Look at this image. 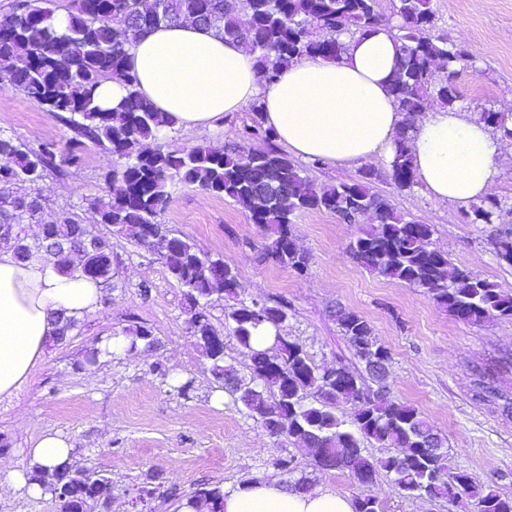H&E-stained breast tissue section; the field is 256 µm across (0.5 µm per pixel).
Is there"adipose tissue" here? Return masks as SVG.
<instances>
[{"instance_id":"ef3b65f1","label":"adipose tissue","mask_w":512,"mask_h":512,"mask_svg":"<svg viewBox=\"0 0 512 512\" xmlns=\"http://www.w3.org/2000/svg\"><path fill=\"white\" fill-rule=\"evenodd\" d=\"M336 59L309 56L262 82L244 43L194 21L162 25L130 45L126 64L139 90L166 123L199 137L230 113L261 102L274 140L300 159L337 164L391 162L403 116L390 95L400 66V43L383 25L346 39ZM416 176L430 196L461 206L489 196L495 162L507 140L477 117L429 107L412 122ZM102 288L79 272L0 250V401L16 397L56 343L63 319L83 320L101 307ZM74 447L57 432L26 449L24 464L0 461V493L40 496L31 465L71 462ZM224 512H355L354 501L327 488L285 489L257 477L225 491Z\"/></svg>"}]
</instances>
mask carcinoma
Segmentation results:
<instances>
[{
	"instance_id": "1",
	"label": "carcinoma",
	"mask_w": 512,
	"mask_h": 512,
	"mask_svg": "<svg viewBox=\"0 0 512 512\" xmlns=\"http://www.w3.org/2000/svg\"><path fill=\"white\" fill-rule=\"evenodd\" d=\"M242 9L249 16L244 27L238 21ZM394 14L399 18L402 58L390 93L404 123L397 134L389 177L397 189L405 190L415 184L409 117L421 112L431 97L445 107H455L460 99L455 77L473 67L476 58L465 46L431 35L435 24L432 0H394ZM55 16V0H19L0 16L3 77L35 105L57 114L73 132V143L97 142L116 158V168L106 177L109 199L87 196L84 202L97 214L98 223L142 245L150 229L160 232L164 264L184 289L189 333L212 377L234 402L262 426L277 424L274 437L311 450L314 466L321 470H346L361 485L372 483L383 470L393 475L407 497L446 499L450 507L474 512H512V497L476 483L468 473L453 467L448 448L433 452L429 440L439 433L416 408L395 401L382 387L371 389L362 376L345 367L320 369L302 347L281 336H274L279 343L276 352L253 347L256 332L263 326L277 328L288 319L287 309L257 307L240 299L235 269L172 233L162 221L170 185L175 181L193 185L248 212L266 240L263 258L301 274L307 270L308 257L297 249L291 231L298 213L327 211L344 224H358L369 216L373 223L350 244L352 258L360 266L419 290L465 324L512 319L511 292L454 266L447 253L433 246V225L406 220L387 198L373 191L381 177L376 168H363L350 183L315 185L299 163L273 144L258 101L251 106V124L244 127L243 138H265L263 149L247 151L238 145L211 143L181 151L163 144L144 148V142L155 139V129L166 123L163 113L142 96L136 75L126 65L129 46L145 32L192 19L204 29L249 44L256 54L260 79L271 83L282 67L302 57H339L343 37L383 22L377 0H247L243 8L237 0H72L63 32L56 28ZM316 28L323 35H314ZM435 64L445 78L436 79ZM113 79L125 85L127 96L118 107L104 108L96 90ZM477 111L494 132L512 140V114L493 106ZM56 167L54 144L34 149L0 134V184L16 188L13 194H0V225H15V236L0 234V247L10 249L19 261L31 257L30 248L19 247L23 221L41 213L38 186ZM502 209V201L490 196L466 213L465 219L472 224H493ZM100 242L86 226L65 217L49 225L42 237L41 256L60 267L65 266L68 251L88 256L82 273L102 284L101 304L108 307L115 288L112 254L98 252ZM492 244L499 261L512 266V233L497 235ZM221 297L230 302L227 322L232 338L250 353L247 380L226 368L224 354L211 342L216 329L207 308ZM333 317L369 378L375 379L373 363H387L390 356L378 343L371 324L343 307L334 309ZM119 335L128 340L130 353L140 345L147 350L156 347V338L144 326L123 329ZM311 389L320 396L316 404L307 401ZM340 402L354 406L352 430L333 410ZM368 439L386 448H402L408 455L366 456L363 442ZM276 466L294 490L308 489L307 477L294 478L293 459L281 458ZM87 473L75 463L54 469L34 465L30 480L45 491H57L58 512H81L87 505L96 512H108L109 477L100 474L91 482ZM221 498V487L205 485L195 488L185 505L223 512Z\"/></svg>"
}]
</instances>
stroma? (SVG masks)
<instances>
[{"instance_id":"obj_1","label":"stroma","mask_w":512,"mask_h":512,"mask_svg":"<svg viewBox=\"0 0 512 512\" xmlns=\"http://www.w3.org/2000/svg\"><path fill=\"white\" fill-rule=\"evenodd\" d=\"M433 37L464 43L477 66L456 78L458 107H512V0H433ZM249 110L229 115L201 141L238 143ZM0 132L36 147L55 143L66 150L71 131L55 113L30 102L0 80ZM199 139L176 129L169 149ZM80 162L48 173L38 192L43 222L62 217L95 226L110 244L116 287L109 308L86 317L79 331L50 346L25 389L0 403V458L21 460V451L47 431L66 435L85 468L112 480V512H180L179 499L201 483L234 486L253 476L280 478L277 459L293 457L312 486L350 498L370 496L383 512H448V503L404 497L392 476L379 474L359 485L349 472L321 470L311 454L284 438L270 437L243 407L219 388L187 330L183 290L149 248L97 223L84 196L106 193L105 177L116 165L103 147L84 141ZM374 189L407 219L435 228L433 241L458 267L512 291V267L489 244L512 231V208L499 223L472 224L464 207L427 195L422 185L397 189L390 179ZM163 221L199 249L223 257L238 273L248 302L285 305L288 319L278 333L301 346L325 368L363 372L332 312L343 306L362 315L390 354L391 397L416 407L446 441L453 467L477 482L512 496V320L483 325L454 320L419 291L371 274L353 260L349 246L360 225L339 223L327 212L297 216L293 235L309 256L305 274L263 259L264 240L247 212L224 198L181 182L170 188ZM144 325L157 347L135 356H115L92 369H77L84 351L113 332ZM492 377L488 400L476 396L479 374ZM192 381L188 397L175 385ZM157 474L175 496L140 503L138 489Z\"/></svg>"}]
</instances>
